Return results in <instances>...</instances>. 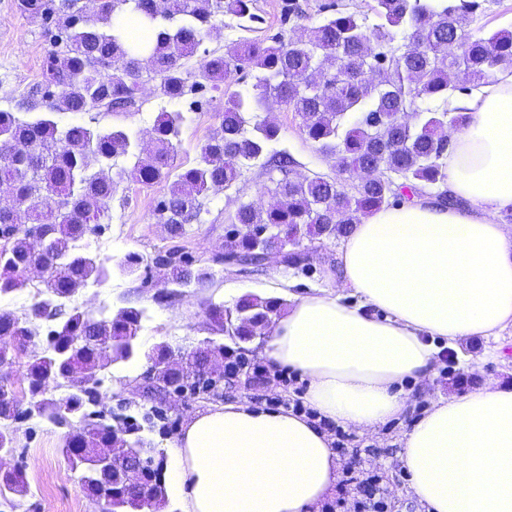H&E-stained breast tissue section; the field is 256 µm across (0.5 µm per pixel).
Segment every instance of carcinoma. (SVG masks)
<instances>
[{"label":"carcinoma","mask_w":512,"mask_h":512,"mask_svg":"<svg viewBox=\"0 0 512 512\" xmlns=\"http://www.w3.org/2000/svg\"><path fill=\"white\" fill-rule=\"evenodd\" d=\"M254 0H101L94 14L79 0H18L19 10L55 25L58 49L45 59L43 84L56 89L48 111L30 119L0 110V193L12 204L0 207V297L27 287L28 269L44 266L45 299L33 312L53 311L39 328L30 313L0 312V336L23 350L45 336L47 354L25 368L28 401L0 388V448L15 444L14 424L29 417L68 427L63 450L81 470L83 489L105 505V512H159L167 502L160 469L163 451L142 434L144 428L113 415L106 422L91 411L98 392L96 372L137 355L136 339L144 311L105 307L84 311L65 307L89 281L110 276L105 261L78 245L109 223L117 182L106 167L121 157L133 160L118 175L137 181L167 179L175 169L183 115L163 111L153 122L154 150L140 156L120 129L66 125L51 112H131L140 107L143 76L159 80L162 96L180 99L196 87L224 86L220 131L202 148L197 166L177 174L158 207V219L172 236L201 221L200 198L238 185L245 168L260 165L277 204L258 208L241 203L228 217L225 255L248 257L298 247L311 236L335 239L350 232L361 215L415 193L421 185L446 184L448 127H463L466 116L448 109L459 87L448 79L458 71L473 85L512 66V31L467 39L452 54L451 44L466 35L477 0H372L370 13L338 11L291 42H250L205 57L195 72L183 59L196 52L204 30L218 15L255 19ZM141 35L129 40L127 32ZM419 33V41L394 45L397 35ZM247 70L256 82L249 97L233 89L230 75ZM274 95L302 119L306 137L338 155L337 168L354 173L372 168L380 177L351 192L334 177H289L293 160L271 154L279 128L253 114V105ZM172 272L169 284L185 288L210 273L194 271L174 249L160 257ZM284 301L245 294L234 311L209 303L212 330L228 336L235 350L263 336L281 317ZM228 348L213 339L184 353V367L168 363L171 347L160 343L147 353L152 388L202 391L216 387L205 368L224 359ZM63 383L66 397H46L52 383ZM17 469L0 470V499L12 503L26 492Z\"/></svg>","instance_id":"cac0c4a2"}]
</instances>
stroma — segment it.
Returning <instances> with one entry per match:
<instances>
[{"instance_id": "obj_1", "label": "stroma", "mask_w": 512, "mask_h": 512, "mask_svg": "<svg viewBox=\"0 0 512 512\" xmlns=\"http://www.w3.org/2000/svg\"><path fill=\"white\" fill-rule=\"evenodd\" d=\"M326 0H257L256 21L240 25L229 15L217 16L203 33L197 51L186 58L185 66L197 70L203 58L211 53H224L241 42H259L275 33L294 40L325 17ZM480 7L468 33L486 36L493 32L512 30V0H479ZM56 30L44 22L21 14L16 0H0V110L18 111L23 102H31L37 111H44L40 95L45 59L56 44ZM167 109L182 113L184 122L176 145L177 166H194L202 146L218 130L224 97L222 93L202 88L177 102H166L157 93L156 82L144 79L141 106L134 112L101 115L102 128H121L141 147H149L151 129L157 112ZM263 117L280 128L271 150H285L296 164L294 178L315 173L335 175L336 157L320 151L303 133L301 119L284 104L270 98L265 102ZM267 178L259 167L244 172L239 190H219L203 200L200 221L189 224L183 237L172 238L166 225L157 220L158 203L168 194V180L150 182L146 189H137L135 182L123 181L109 208L108 229L88 239L91 252L98 254L114 273L98 287L82 289L79 297L85 308L134 306L147 311V317L136 339L138 356L98 373L97 390L102 408L113 413L141 417L150 407L163 412L169 427L152 431L158 449L164 450L186 420L196 413L224 402H240L253 407L273 409L281 401L294 398L296 390L305 388V378H297L294 386H284L279 379L269 378L264 384L250 383L247 377L221 383L215 390L196 396L159 392L146 378L144 358L160 343L175 348L191 349L211 338L208 303L233 307L244 294L269 296L275 288L292 286L294 294L314 290L338 289L337 252L341 239L307 241V260L299 267H287L279 253H272L262 267L228 263L224 260L226 217L240 203L251 202L266 208L276 199L265 190ZM180 247L193 269L207 270L209 276L186 293L173 295L167 284V271L155 262L156 256L171 247ZM138 254L141 277L118 273L117 267L128 254ZM500 345L502 354L493 359L488 351ZM451 370L435 367L425 381H410L403 389L409 407L402 414L371 433L352 432V443L361 450L357 467L379 475L386 492L388 512H424L413 497L409 476L399 457L402 438L423 415L432 402L456 394H466L495 380L512 385V329L499 340L481 336L463 340L456 350ZM64 428L39 419L21 423L16 432L15 450L0 462L10 469L22 467L28 492L22 497L20 512H103V505L89 498L83 490L79 471L73 470L62 452Z\"/></svg>"}]
</instances>
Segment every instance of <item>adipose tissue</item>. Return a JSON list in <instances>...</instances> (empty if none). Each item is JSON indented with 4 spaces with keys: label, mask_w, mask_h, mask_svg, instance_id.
Listing matches in <instances>:
<instances>
[{
    "label": "adipose tissue",
    "mask_w": 512,
    "mask_h": 512,
    "mask_svg": "<svg viewBox=\"0 0 512 512\" xmlns=\"http://www.w3.org/2000/svg\"><path fill=\"white\" fill-rule=\"evenodd\" d=\"M448 189L467 209L424 201L385 207L354 224L333 294L296 297L267 354L307 380L305 401L362 431L407 406L404 381L426 379L439 351L512 326V75L455 102ZM400 461L427 512H512V386L495 381L440 398L407 432ZM339 459L314 423L290 410L227 403L196 414L171 440L167 493L183 512H316Z\"/></svg>",
    "instance_id": "adipose-tissue-1"
}]
</instances>
